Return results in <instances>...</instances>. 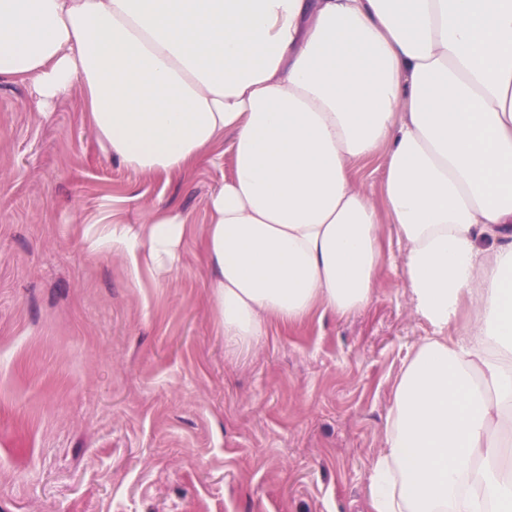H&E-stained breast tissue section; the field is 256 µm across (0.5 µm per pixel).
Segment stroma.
<instances>
[{
  "instance_id": "obj_1",
  "label": "stroma",
  "mask_w": 512,
  "mask_h": 512,
  "mask_svg": "<svg viewBox=\"0 0 512 512\" xmlns=\"http://www.w3.org/2000/svg\"><path fill=\"white\" fill-rule=\"evenodd\" d=\"M106 155L78 94L36 115L0 81V512H364L404 362L429 333L399 267L373 303L312 314L250 348L219 335L196 239L168 276L93 232L157 205L206 222L230 169Z\"/></svg>"
}]
</instances>
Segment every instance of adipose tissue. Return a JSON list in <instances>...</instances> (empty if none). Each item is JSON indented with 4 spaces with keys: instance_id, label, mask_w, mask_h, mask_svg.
<instances>
[{
    "instance_id": "1",
    "label": "adipose tissue",
    "mask_w": 512,
    "mask_h": 512,
    "mask_svg": "<svg viewBox=\"0 0 512 512\" xmlns=\"http://www.w3.org/2000/svg\"><path fill=\"white\" fill-rule=\"evenodd\" d=\"M78 93L156 177L230 137L195 228L149 210L92 248L171 273L197 237L225 338L367 308L401 247L414 313L367 512H512V0H0V79ZM383 156L381 202L357 184ZM457 337H449V328Z\"/></svg>"
}]
</instances>
